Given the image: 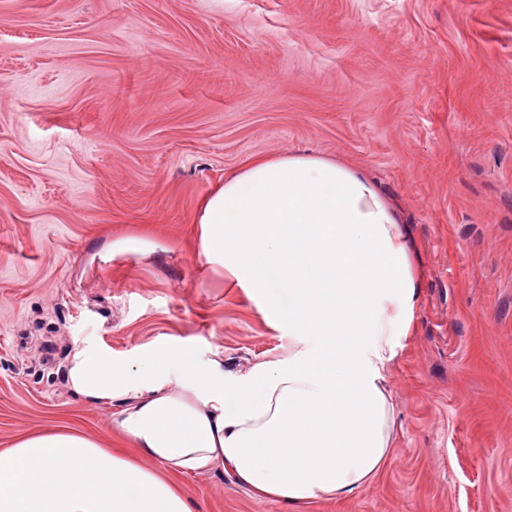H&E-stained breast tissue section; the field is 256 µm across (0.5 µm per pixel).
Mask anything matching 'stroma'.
<instances>
[{"mask_svg":"<svg viewBox=\"0 0 512 512\" xmlns=\"http://www.w3.org/2000/svg\"><path fill=\"white\" fill-rule=\"evenodd\" d=\"M292 152L375 179L422 270L389 459L305 512H512V0H0V449L111 439L65 384L76 345L287 354L193 241L216 185ZM177 481L197 512H289L218 469Z\"/></svg>","mask_w":512,"mask_h":512,"instance_id":"stroma-1","label":"stroma"}]
</instances>
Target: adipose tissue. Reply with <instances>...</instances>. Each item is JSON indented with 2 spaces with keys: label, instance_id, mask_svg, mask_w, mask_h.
<instances>
[{
  "label": "adipose tissue",
  "instance_id": "ef3b65f1",
  "mask_svg": "<svg viewBox=\"0 0 512 512\" xmlns=\"http://www.w3.org/2000/svg\"><path fill=\"white\" fill-rule=\"evenodd\" d=\"M195 222L206 267L253 289L287 354L228 374L218 357L176 369L163 340L133 366L71 348L69 389L130 446L57 428L18 439L0 450V512H193L175 476L216 469L302 512L377 477L394 432L386 371L421 284L396 204L357 167L278 153L225 178Z\"/></svg>",
  "mask_w": 512,
  "mask_h": 512
}]
</instances>
